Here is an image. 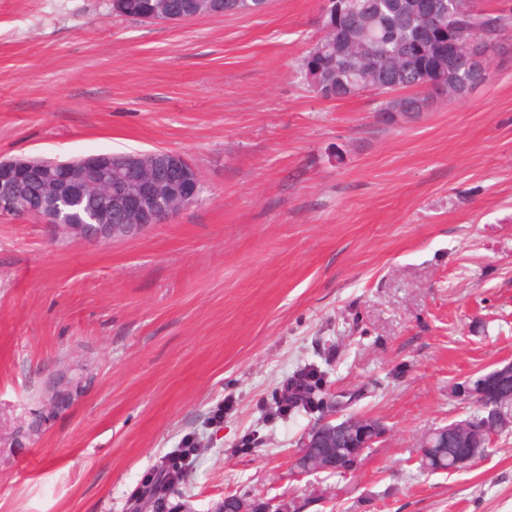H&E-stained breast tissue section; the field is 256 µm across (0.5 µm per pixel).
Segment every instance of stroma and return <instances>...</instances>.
Segmentation results:
<instances>
[{
    "instance_id": "35a3bbf8",
    "label": "stroma",
    "mask_w": 512,
    "mask_h": 512,
    "mask_svg": "<svg viewBox=\"0 0 512 512\" xmlns=\"http://www.w3.org/2000/svg\"><path fill=\"white\" fill-rule=\"evenodd\" d=\"M0 0V161L183 153L196 200L134 238L0 216V512H512V430L419 471L466 381L512 361V37L472 94L394 125L318 99L321 0L149 23ZM314 368L317 408L280 411ZM68 377L58 396L47 386ZM379 420L355 470L296 476L330 413ZM168 460L166 470L171 472V474L168 480L158 485L153 492H149L150 500L154 499L155 501V499L159 497H164V499L167 500L169 496L179 492V486L185 480L187 470L179 468L176 461L172 459Z\"/></svg>"
}]
</instances>
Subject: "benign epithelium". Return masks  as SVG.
<instances>
[{
	"mask_svg": "<svg viewBox=\"0 0 512 512\" xmlns=\"http://www.w3.org/2000/svg\"><path fill=\"white\" fill-rule=\"evenodd\" d=\"M346 3L347 0H322L321 22L325 23L322 34L335 31L334 24L341 20ZM415 15L423 20L421 39L448 44V63L429 69L426 82L422 84L426 92L420 96L419 108L427 112L439 99H458L474 91L475 86L466 80L465 69L489 72L495 38L485 35L471 39L466 52L460 56L455 44L457 34L438 23L435 0H417ZM411 94L412 90H403L395 85L385 89L383 97L391 102V106L384 115L390 123L399 124L406 118L402 103ZM143 156L142 152L128 153L117 168L113 158L107 154L49 164L29 159L0 161V216L16 213L12 182L15 174L19 173L31 181L44 179L51 186L59 181L70 183L66 195L51 192L43 207L32 212L62 233L98 241L136 236L152 225L167 222L192 204L199 186L198 171L184 154L174 150L151 151L152 166L149 168L142 165ZM98 173L104 174L97 182L98 190L112 198V210L125 215L127 222L103 224L94 214L82 215L77 211L81 177ZM506 380L512 381L511 361L459 386L458 393L507 429L512 426V406L493 390V384ZM458 427L463 435L469 437L470 444L455 449L453 465L465 468L479 458L475 441L480 439V435L477 433V420L471 417L460 422ZM444 434H448V430L436 429L425 435L420 443L423 452L428 455L435 453V449L442 447ZM380 437L381 427L371 418L341 420L330 414L300 438L295 457L297 474L336 469L350 471Z\"/></svg>",
	"mask_w": 512,
	"mask_h": 512,
	"instance_id": "obj_1",
	"label": "benign epithelium"
}]
</instances>
